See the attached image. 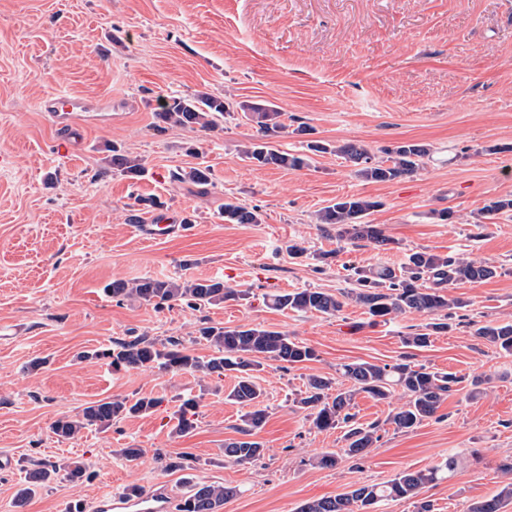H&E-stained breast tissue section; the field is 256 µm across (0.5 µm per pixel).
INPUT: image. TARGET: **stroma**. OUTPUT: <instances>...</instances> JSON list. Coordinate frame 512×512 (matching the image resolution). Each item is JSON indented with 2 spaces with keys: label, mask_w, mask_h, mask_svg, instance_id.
<instances>
[{
  "label": "stroma",
  "mask_w": 512,
  "mask_h": 512,
  "mask_svg": "<svg viewBox=\"0 0 512 512\" xmlns=\"http://www.w3.org/2000/svg\"><path fill=\"white\" fill-rule=\"evenodd\" d=\"M74 93L112 99V121L86 127L68 151L46 124L43 96ZM206 92L235 115L208 132L167 125L159 101ZM243 104H272L286 131L281 149L301 150L300 126L312 139L355 141L375 158L402 141L430 145L413 176L388 183L357 177L342 157L323 154L309 167H257L240 158L256 132ZM141 161L133 180L113 154ZM0 512H88L102 492L162 485L180 495L199 484L239 487L220 512H296L402 471L432 468L448 455V480L420 498L437 512H467L507 482L512 462V354L474 334L512 321V215L485 218L489 202L512 198V0H0ZM209 168L205 187L173 182L180 168ZM379 201L369 217L392 243L339 242L315 221L344 196ZM149 207L134 208L135 198ZM258 207L259 224H228L224 201ZM449 220H440V213ZM191 222L189 232L156 239L143 224ZM296 243L306 253L289 257ZM464 254L492 263L497 277L466 282L451 296L463 318L415 351V363L462 376L436 417L409 432L390 415L405 398L359 395L360 423L380 439L362 461L332 468L316 456L342 448L341 430L317 431L295 399L309 376L335 377L337 364H392L404 336L426 322L407 314L371 323L346 305L335 315L275 310L268 293L346 288L353 265L400 267L414 251ZM327 254L320 263L319 254ZM221 278L242 299L200 311L159 310L137 299L112 301L113 280ZM263 326L315 348L317 361L294 369L268 362L258 374L267 420L257 434L264 456L240 466L224 457L237 439L243 409L228 400L232 376L202 377L157 368L113 371L99 351L143 336L182 338L192 354L211 348L197 338L201 321ZM40 367H33V360ZM480 378L479 393L470 379ZM150 396L147 416L128 417L75 438L52 430L92 402ZM196 398L195 429L172 434L182 399ZM141 448L138 459L122 455ZM187 453L189 469L168 471L158 453ZM83 462L90 479L74 485L61 467ZM57 474L26 500L28 472Z\"/></svg>",
  "instance_id": "obj_1"
}]
</instances>
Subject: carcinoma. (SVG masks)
<instances>
[{"label": "carcinoma", "instance_id": "cac0c4a2", "mask_svg": "<svg viewBox=\"0 0 512 512\" xmlns=\"http://www.w3.org/2000/svg\"><path fill=\"white\" fill-rule=\"evenodd\" d=\"M241 112L257 125V136L240 149V155L243 160L259 167L297 170L308 166L314 156L334 153L351 163L360 178L372 182H390L413 175L423 160L431 155V148L426 144L401 143L384 149L386 159L377 160L359 143L330 146L316 140L307 142L306 153L294 154L275 144V139L286 129L280 120L281 112L275 105H243ZM229 115L230 105L207 93L169 97L159 103L156 112V118L163 123L205 131L217 129L219 122ZM112 164L131 179L143 173L137 159L114 155ZM171 178L178 183L205 186L210 184V170L201 166L180 169L173 172ZM379 206V202L368 198L346 196L321 208L316 214V223L333 227L336 238L341 241L388 245L392 240L385 235L381 225L367 221V216ZM223 215L224 221L229 224L262 222L258 208L239 202H224ZM496 274V267L484 261L416 251L398 269L371 265L352 267L350 276L355 287L337 295L306 288L270 294L268 299L275 308L325 315H334L344 305L355 303L366 310L374 323L379 319L385 322L406 314H426L433 317V321L403 337L405 346L424 348L431 343L432 336L448 331L450 320L458 317L457 310L464 307L461 299L448 297L447 288L487 280ZM105 290L119 302L133 297L157 309L181 306L193 311L220 305L240 295V291L220 278L194 281L114 280ZM198 333L199 339L213 348V354L208 358L191 354L183 341L174 336L159 347L142 337H134L98 353L97 357L107 360L116 371L157 367L168 371L200 373L207 377L234 374L237 382L228 397L247 407V411L241 416L239 426L242 438L224 445V457L238 465H252L263 456V444L254 436L266 419L265 409L260 407L262 393L255 382V373L262 370L268 361L294 368L318 360V354L313 347L295 340L284 331L261 326L232 328L204 322ZM475 335L512 354V323L481 326L475 330ZM339 371L351 382L348 389L335 391L332 379L313 375L308 379L298 404L308 410L313 428L319 431L345 429L346 445L342 452L358 460L367 457L379 441V435L376 426L356 422L355 414L351 413L356 395L365 393L374 399H386L393 391H402L407 400L390 416L389 423L396 431L408 432L424 420L434 417L448 393L462 383L461 378L453 373L431 371L404 358L384 365L353 362L341 365ZM157 404V400L147 396L134 400H100L85 407L81 419H60L52 429L60 437L71 438L89 426L106 428L127 416L147 415ZM196 415V399L182 400L175 432L179 435L190 433L194 429ZM456 464V457L450 455L438 466L403 471L385 484H364L344 494L307 501L298 507L297 512H375L386 500L417 497L423 487L448 478ZM238 492L239 489L225 485L197 486L183 500L179 512H219L224 502ZM509 501L512 502V481L505 483L497 494L475 503L469 512H502Z\"/></svg>", "mask_w": 512, "mask_h": 512}]
</instances>
